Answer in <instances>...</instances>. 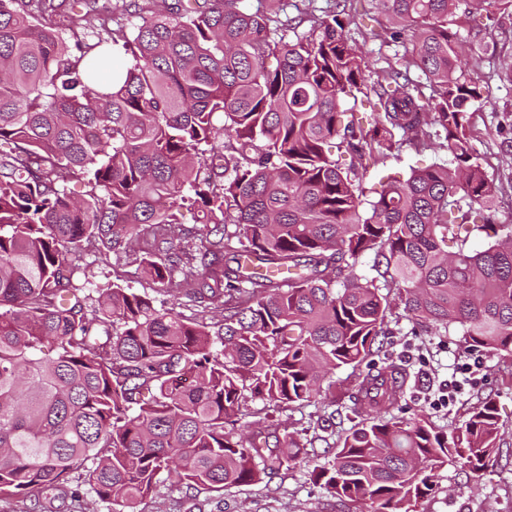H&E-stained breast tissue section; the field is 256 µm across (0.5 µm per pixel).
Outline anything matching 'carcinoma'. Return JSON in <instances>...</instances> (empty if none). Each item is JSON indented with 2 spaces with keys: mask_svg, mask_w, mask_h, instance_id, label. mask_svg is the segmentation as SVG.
<instances>
[{
  "mask_svg": "<svg viewBox=\"0 0 512 512\" xmlns=\"http://www.w3.org/2000/svg\"><path fill=\"white\" fill-rule=\"evenodd\" d=\"M301 2L282 18L245 0H0V500L78 498L81 470L112 512H143L166 479L221 492L323 457L307 476L338 501L414 512L447 463L477 474L497 454L492 397L450 433L407 421L410 373L374 362L396 305L414 334L456 325L465 348L512 354V224L493 223L471 147L483 89L459 0H373L414 43L375 71L367 119L342 109L365 80L354 19ZM406 145L453 163L364 201L375 149ZM185 207L210 229L185 230ZM141 238L133 262L168 307L92 287L87 257ZM341 367L350 413L374 416L333 442L277 418ZM249 397L268 411L244 433Z\"/></svg>",
  "mask_w": 512,
  "mask_h": 512,
  "instance_id": "carcinoma-1",
  "label": "carcinoma"
}]
</instances>
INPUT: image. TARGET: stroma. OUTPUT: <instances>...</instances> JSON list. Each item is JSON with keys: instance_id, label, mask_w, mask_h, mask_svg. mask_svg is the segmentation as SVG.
<instances>
[{"instance_id": "obj_1", "label": "stroma", "mask_w": 512, "mask_h": 512, "mask_svg": "<svg viewBox=\"0 0 512 512\" xmlns=\"http://www.w3.org/2000/svg\"><path fill=\"white\" fill-rule=\"evenodd\" d=\"M459 14H474L475 24L458 29L463 43L462 66L484 88V98L470 108L472 147L487 179L497 189L493 218L512 224V83L503 80L512 66V7L504 0H461ZM377 13L358 17L348 35L364 51L370 67L404 54L403 44L375 38ZM445 152L415 151L406 146L384 155L365 177L366 187L390 178L406 179L411 169L449 162ZM91 270L96 282L113 277L120 285L149 291L141 269L130 259L98 256ZM390 359L408 365L411 390L407 416L425 415L439 429L460 427L484 397L496 403L501 429L499 451L481 476L451 462L438 472L430 495L416 504L417 512H512V355L470 352L460 331L428 336L410 333L407 320L391 326ZM364 503L340 504L307 478L306 464H296L273 477L234 486L217 494L205 489L181 498L178 490L161 485L144 512H368Z\"/></svg>"}]
</instances>
